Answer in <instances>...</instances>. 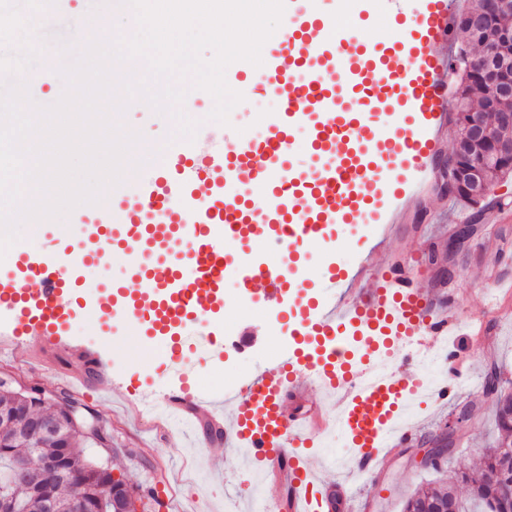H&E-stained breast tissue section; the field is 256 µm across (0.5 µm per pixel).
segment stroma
<instances>
[{
  "instance_id": "stroma-1",
  "label": "stroma",
  "mask_w": 512,
  "mask_h": 512,
  "mask_svg": "<svg viewBox=\"0 0 512 512\" xmlns=\"http://www.w3.org/2000/svg\"><path fill=\"white\" fill-rule=\"evenodd\" d=\"M29 19L42 45L40 59L29 69L27 81L35 101L49 106L66 89L57 74L59 65L75 61L81 51L79 33L93 20L104 17L116 35L125 34L134 24L128 7L106 9L103 0H15ZM214 106L212 97L190 91L184 101L185 113L200 120L199 134L224 137L260 129L264 116L278 109V102L255 91L248 103L231 112V124L218 128L207 119ZM130 131L144 141L145 162L126 166L123 185L130 188L146 175L158 172L167 162L173 121L156 112L127 107L120 117ZM470 208L441 194L429 185L414 198L397 230L387 238L378 234L358 235L353 225L338 224L331 231L336 242L335 256L320 247H308L300 275L320 282L333 261L342 267H356L363 251L378 245L391 264L408 258H423L430 251L446 248L452 229L467 221ZM479 231L457 257V275L443 284L433 270L420 274L415 285L440 298L449 299L463 323L481 327L478 338L462 334L455 342L461 355L471 357L468 380L461 383L457 397L445 407L435 402L418 408L408 422L414 435L406 448L385 460L379 487L366 479L353 481L356 496L374 493L379 501L376 512H403L405 502L423 485L446 478L463 469H473L483 448L498 436L496 406L482 392L481 383L490 368H498L503 381L512 382V315L502 311L505 291L492 288L493 279H512V180L498 183L483 203ZM79 234L72 214L50 219L38 226L22 224L15 249H42L51 244L73 241ZM279 301L226 295L221 341L223 353L203 356L185 349V365L193 392L204 398L223 394L232 383L243 384L269 361L274 341L264 320L265 314L279 312ZM66 343L97 350L108 371L94 381H86L87 370L81 356L71 355L65 365L68 374L53 377L36 361L27 346L0 349V376H11L17 383L39 386L79 403L86 416L95 418L111 436L110 447L86 444L84 455L111 466L114 477L123 479L137 493L149 492L156 500H168V512H255L246 481L249 469L242 453L225 447L223 439H206L202 419L139 416L129 406L131 399L162 397L165 390L179 387L180 380L166 369L164 344L144 336L141 324L117 331L109 329L99 316L85 311L73 322ZM468 417L462 430V444L442 461L440 468L425 467L422 456L433 438L442 435L449 420L460 410Z\"/></svg>"
}]
</instances>
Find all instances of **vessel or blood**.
I'll return each mask as SVG.
<instances>
[{
    "instance_id": "vessel-or-blood-1",
    "label": "vessel or blood",
    "mask_w": 512,
    "mask_h": 512,
    "mask_svg": "<svg viewBox=\"0 0 512 512\" xmlns=\"http://www.w3.org/2000/svg\"><path fill=\"white\" fill-rule=\"evenodd\" d=\"M339 15L328 0H287L285 27L264 44L261 68L246 61L227 67L235 88L260 86L276 96L262 131L226 143L224 159L198 171L193 144L174 147L166 166L135 190L101 208L82 204L74 218L80 236L49 250H23L0 262V307L17 330L0 348L25 342L41 354L76 319L74 290L86 270L109 255L125 259L138 277L136 307L147 336L165 343L169 363L197 339L196 316L224 306L229 242L267 238L281 261L267 256L237 262L244 291L301 294L290 274L305 246L323 242L332 224H393L426 184L440 156L437 134L446 120L450 68L442 46L453 31L450 0H349ZM385 18L386 39L368 38ZM312 164L292 165L297 137ZM365 285L335 299L346 270H330L322 293L301 295L298 344L265 365L246 388L204 399L180 388L167 407L179 414L224 418V444L250 457L288 493L289 512H321L329 494L300 457L314 439L341 432L355 450L352 464L370 481L404 447L409 426L399 416L417 384L412 369L420 342L442 364H456L460 321L442 311L412 278L394 275L386 259L369 254ZM319 404L288 415L287 395L308 386Z\"/></svg>"
}]
</instances>
